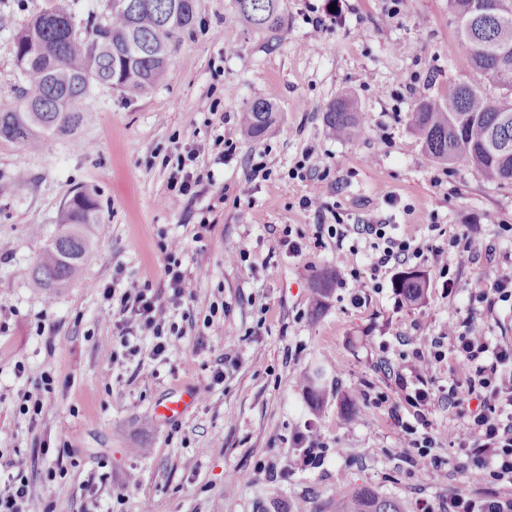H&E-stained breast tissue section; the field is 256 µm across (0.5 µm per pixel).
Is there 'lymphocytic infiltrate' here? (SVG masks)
Masks as SVG:
<instances>
[{
  "label": "lymphocytic infiltrate",
  "instance_id": "obj_1",
  "mask_svg": "<svg viewBox=\"0 0 512 512\" xmlns=\"http://www.w3.org/2000/svg\"><path fill=\"white\" fill-rule=\"evenodd\" d=\"M203 181L198 151L191 148L178 153L169 178L167 205L173 208L183 199L197 197ZM205 272L201 264L188 271L169 255L163 267L166 291L132 287L118 294L104 288L110 305L102 315L113 324L115 342L145 361L168 358L185 336L174 322L173 312L193 298L195 283ZM448 333L455 338L458 359L476 377L474 383L452 390L448 397L449 407L469 426L470 439L463 445L468 481L477 486L512 482V415L504 417L496 411L499 399L512 403V378L506 380L498 374L500 365L512 362V344H489L478 330L462 332L454 324L449 325ZM9 469V463L0 462V475L7 477L0 487V512H49L48 506L30 496L26 482L11 475Z\"/></svg>",
  "mask_w": 512,
  "mask_h": 512
}]
</instances>
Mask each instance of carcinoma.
I'll return each mask as SVG.
<instances>
[{"label": "carcinoma", "instance_id": "cac0c4a2", "mask_svg": "<svg viewBox=\"0 0 512 512\" xmlns=\"http://www.w3.org/2000/svg\"><path fill=\"white\" fill-rule=\"evenodd\" d=\"M457 37L473 70L491 80L493 93L478 82L458 83L445 99L423 100L410 112L409 125L429 156L442 165L466 161L492 183L512 185V0H450ZM197 18V0H106V12L78 33L65 0H46L16 37V60L25 86L22 103L0 109V140L41 149L55 137L75 134L82 122L78 106L95 85L129 96L148 93L167 75L169 57L181 34ZM234 21L263 36L268 48L280 45L288 25L286 0H235ZM275 121L274 105L250 103L241 115V135L262 137ZM328 132L340 140L362 136L367 117L349 94L324 113ZM96 194L77 188L64 202L59 230L35 266L34 284L52 293L78 280L94 238L104 235ZM333 275H316L313 311L325 305ZM395 288L410 302L420 300L426 279L404 271ZM323 373L303 381L309 403L322 401ZM336 512H403L399 501L361 487L336 504Z\"/></svg>", "mask_w": 512, "mask_h": 512}]
</instances>
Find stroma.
<instances>
[{"label": "stroma", "mask_w": 512, "mask_h": 512, "mask_svg": "<svg viewBox=\"0 0 512 512\" xmlns=\"http://www.w3.org/2000/svg\"><path fill=\"white\" fill-rule=\"evenodd\" d=\"M42 3L0 0V107L17 103L15 38ZM233 10L234 0H198L165 80L138 97L93 87L76 137L37 153L0 141V461L50 512H336L337 499L363 485L405 512L423 503L448 512L452 493L482 492L460 465L468 428L448 390L468 371L448 326L465 322L512 342V301L491 309L478 299L493 271L512 266V186L468 162H435L408 123L418 100L476 77L448 0H287L288 30L272 51L227 24ZM317 17L326 27L315 51ZM228 82L238 89L231 100L222 97ZM344 94L368 117L354 141L336 139L323 121ZM258 99L275 105L276 120L261 140H242L240 112ZM214 104L236 143L225 155L205 125ZM188 145L214 182L170 208L165 161ZM304 157L326 177L318 212L300 205L309 181L288 176ZM81 186L95 191L109 232L83 278L49 297L34 288L32 269ZM361 224L386 225L418 254L373 269ZM289 234L301 237V256H289ZM464 234L472 246L463 253ZM434 246L447 250L456 289L432 267ZM239 249L247 261L229 262ZM169 252L186 269L209 268L176 312L186 332L179 350L145 364L113 358L104 287H163ZM323 269L336 281L316 312L311 288ZM410 270L427 278L417 303L395 288ZM423 325L442 338L445 357L421 384L407 362L408 339ZM18 361L54 380L34 419L19 411L35 382L16 376ZM219 365L223 384L203 394ZM318 367L326 397L314 408L301 380ZM421 385L431 394L424 407L413 401ZM187 387L199 391L196 404L179 420L156 419V405ZM345 398L357 415L341 409ZM420 413L438 460L428 468L400 448L402 423ZM311 428L328 445L317 468L299 464V438Z\"/></svg>", "instance_id": "35a3bbf8"}]
</instances>
